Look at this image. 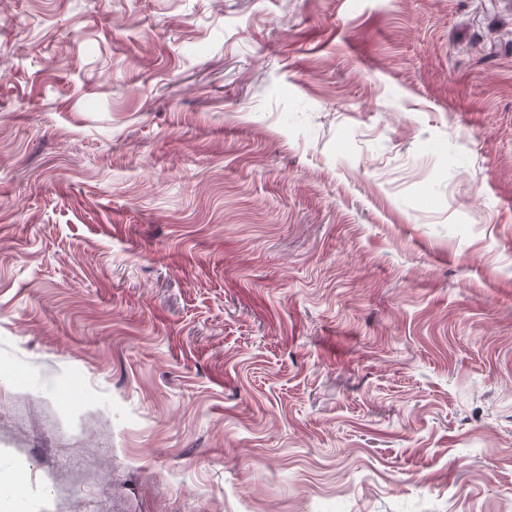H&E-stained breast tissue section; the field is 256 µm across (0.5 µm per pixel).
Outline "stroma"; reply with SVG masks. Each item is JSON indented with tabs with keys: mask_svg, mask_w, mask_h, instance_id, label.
I'll return each instance as SVG.
<instances>
[{
	"mask_svg": "<svg viewBox=\"0 0 512 512\" xmlns=\"http://www.w3.org/2000/svg\"><path fill=\"white\" fill-rule=\"evenodd\" d=\"M0 474L512 512V0H0Z\"/></svg>",
	"mask_w": 512,
	"mask_h": 512,
	"instance_id": "35a3bbf8",
	"label": "stroma"
}]
</instances>
